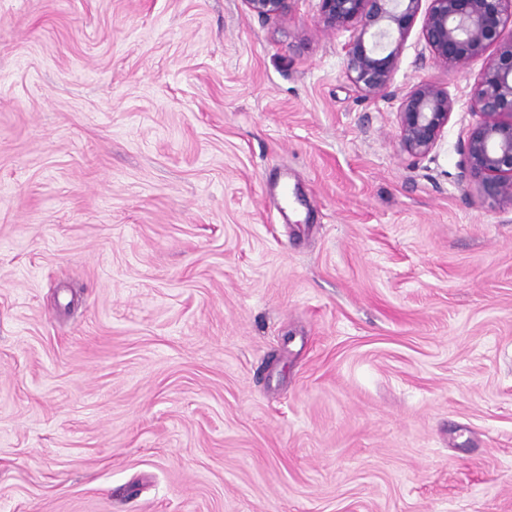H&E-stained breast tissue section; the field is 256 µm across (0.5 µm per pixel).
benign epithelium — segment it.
I'll use <instances>...</instances> for the list:
<instances>
[{
	"label": "benign epithelium",
	"instance_id": "obj_1",
	"mask_svg": "<svg viewBox=\"0 0 512 512\" xmlns=\"http://www.w3.org/2000/svg\"><path fill=\"white\" fill-rule=\"evenodd\" d=\"M292 0H244L249 14L262 19L286 15ZM427 7H422V3ZM328 29L355 31L345 53L347 78L365 95L385 94L392 85L402 46L416 23L434 63L466 69L492 47L470 92L478 115L463 142L462 180L493 205L512 207V0H319ZM455 108L448 90L421 81L401 98L398 140L413 157L438 145Z\"/></svg>",
	"mask_w": 512,
	"mask_h": 512
}]
</instances>
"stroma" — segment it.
<instances>
[{"label":"stroma","instance_id":"1","mask_svg":"<svg viewBox=\"0 0 512 512\" xmlns=\"http://www.w3.org/2000/svg\"><path fill=\"white\" fill-rule=\"evenodd\" d=\"M352 36L0 0V512H512V207L460 179L486 61L414 33L367 96ZM423 80L455 111L415 158ZM455 108L454 100L440 85L421 81L401 98L398 140L413 157H424L438 145Z\"/></svg>","mask_w":512,"mask_h":512}]
</instances>
